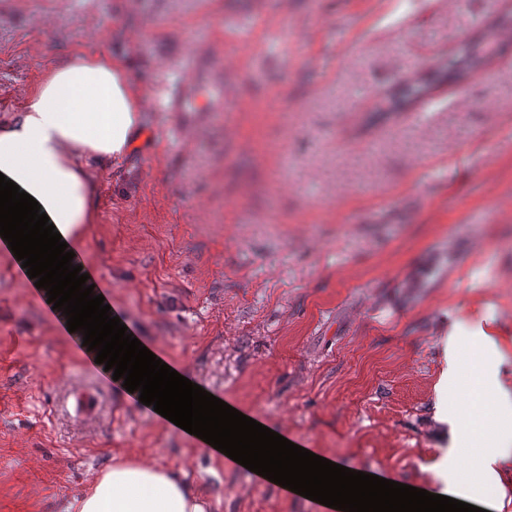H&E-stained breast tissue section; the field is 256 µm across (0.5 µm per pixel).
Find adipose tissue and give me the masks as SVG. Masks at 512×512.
<instances>
[{
    "mask_svg": "<svg viewBox=\"0 0 512 512\" xmlns=\"http://www.w3.org/2000/svg\"><path fill=\"white\" fill-rule=\"evenodd\" d=\"M143 98L125 66L103 51L77 52L41 74L22 112L0 120V173L39 202L77 250L93 223L92 170L135 149ZM505 356L477 327L448 335L456 403L451 421L468 467L442 493L470 502L473 478L495 477L512 454V392L500 378ZM208 502L175 469L119 461L100 471L63 512H207Z\"/></svg>",
    "mask_w": 512,
    "mask_h": 512,
    "instance_id": "adipose-tissue-1",
    "label": "adipose tissue"
}]
</instances>
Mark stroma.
Masks as SVG:
<instances>
[{
  "label": "stroma",
  "instance_id": "obj_1",
  "mask_svg": "<svg viewBox=\"0 0 512 512\" xmlns=\"http://www.w3.org/2000/svg\"><path fill=\"white\" fill-rule=\"evenodd\" d=\"M20 3L0 19V117L77 49H110L145 92L140 145L94 171L81 254L114 315L291 442L440 491L449 329L481 325L512 387L503 0ZM485 34L499 52L476 76L376 112ZM76 338L0 250V512H62L118 458L177 468L210 512H310L121 397Z\"/></svg>",
  "mask_w": 512,
  "mask_h": 512
}]
</instances>
